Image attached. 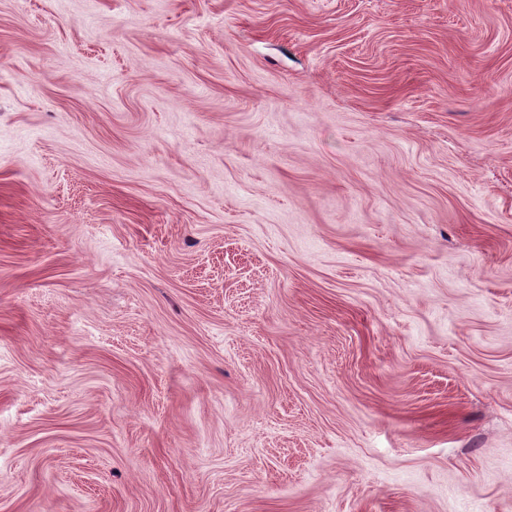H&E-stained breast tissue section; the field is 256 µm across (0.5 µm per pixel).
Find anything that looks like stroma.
I'll list each match as a JSON object with an SVG mask.
<instances>
[{
    "label": "stroma",
    "instance_id": "obj_1",
    "mask_svg": "<svg viewBox=\"0 0 512 512\" xmlns=\"http://www.w3.org/2000/svg\"><path fill=\"white\" fill-rule=\"evenodd\" d=\"M0 512H512V0H0Z\"/></svg>",
    "mask_w": 512,
    "mask_h": 512
}]
</instances>
